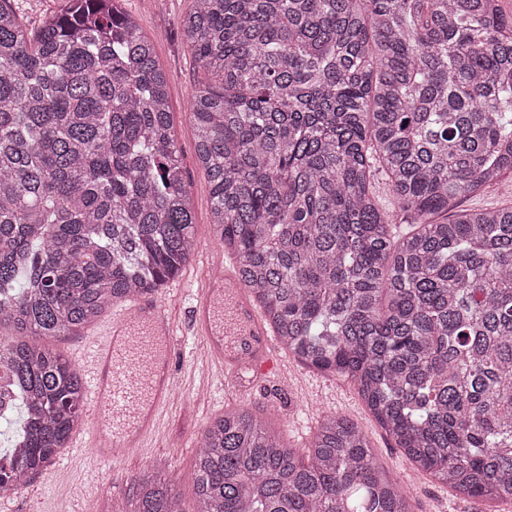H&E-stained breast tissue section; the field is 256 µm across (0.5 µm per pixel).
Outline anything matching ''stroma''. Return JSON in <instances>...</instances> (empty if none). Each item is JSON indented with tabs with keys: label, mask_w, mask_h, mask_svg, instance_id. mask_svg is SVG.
Segmentation results:
<instances>
[{
	"label": "stroma",
	"mask_w": 512,
	"mask_h": 512,
	"mask_svg": "<svg viewBox=\"0 0 512 512\" xmlns=\"http://www.w3.org/2000/svg\"><path fill=\"white\" fill-rule=\"evenodd\" d=\"M123 9L152 41L168 80L173 132L181 152L185 185L194 208L198 244L219 249L211 222L209 182L197 159L191 96L205 74L187 47L182 20L191 0H121ZM199 270L188 262L177 287L164 288L160 300L177 326L170 364L182 395L162 412L159 429L145 447L121 464L108 466L91 448L67 445L47 469L38 471L16 494L0 497V512H85L94 501L97 512H130L133 485L152 474L172 482L183 512L195 508L194 457L203 428L229 408H244L264 417L284 444L304 448L323 415L338 412L358 423L379 464L397 476L411 498L414 512H512L511 501L491 503L468 498L418 471L385 433L356 388L335 373H322L284 354V382H259L244 395L225 388L201 342L187 331L190 295Z\"/></svg>",
	"instance_id": "obj_1"
}]
</instances>
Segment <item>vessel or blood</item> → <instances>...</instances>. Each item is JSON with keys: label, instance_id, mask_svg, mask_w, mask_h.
Wrapping results in <instances>:
<instances>
[{"label": "vessel or blood", "instance_id": "b4317fda", "mask_svg": "<svg viewBox=\"0 0 512 512\" xmlns=\"http://www.w3.org/2000/svg\"><path fill=\"white\" fill-rule=\"evenodd\" d=\"M199 281L191 330L223 364L225 376L243 393L250 380L277 375L280 349L235 269L208 260ZM173 336L165 306L137 296L113 308L104 339L94 341L86 363L94 411L90 445L101 462L127 460L156 429L177 384L169 367Z\"/></svg>", "mask_w": 512, "mask_h": 512}]
</instances>
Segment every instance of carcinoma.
<instances>
[{"mask_svg": "<svg viewBox=\"0 0 512 512\" xmlns=\"http://www.w3.org/2000/svg\"><path fill=\"white\" fill-rule=\"evenodd\" d=\"M120 0L29 29L0 0V490L83 422L80 371L41 342L155 295L196 249L167 80ZM184 39L212 226L282 346L350 379L407 459L512 501V14L499 0H192ZM384 177L395 208L380 207ZM411 224L398 235L395 225ZM196 512H412L349 417L303 453L227 409L201 433ZM134 512H181L135 484ZM459 209H486L512 205V174L506 173L491 187L461 199Z\"/></svg>", "mask_w": 512, "mask_h": 512, "instance_id": "cac0c4a2", "label": "carcinoma"}]
</instances>
